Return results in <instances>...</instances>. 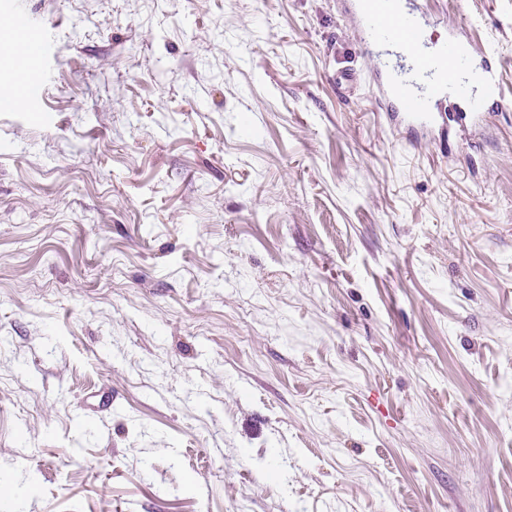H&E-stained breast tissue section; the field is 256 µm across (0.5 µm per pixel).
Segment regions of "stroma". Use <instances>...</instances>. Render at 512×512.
Listing matches in <instances>:
<instances>
[{
    "label": "stroma",
    "instance_id": "1",
    "mask_svg": "<svg viewBox=\"0 0 512 512\" xmlns=\"http://www.w3.org/2000/svg\"><path fill=\"white\" fill-rule=\"evenodd\" d=\"M405 3L504 82L440 141L355 0H0V512H512V0ZM12 23L17 33V45L28 63L26 70L40 65L47 54V42L43 33L36 35L24 14H15Z\"/></svg>",
    "mask_w": 512,
    "mask_h": 512
}]
</instances>
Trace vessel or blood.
<instances>
[{
    "label": "vessel or blood",
    "instance_id": "obj_1",
    "mask_svg": "<svg viewBox=\"0 0 512 512\" xmlns=\"http://www.w3.org/2000/svg\"><path fill=\"white\" fill-rule=\"evenodd\" d=\"M357 17V42L382 84L390 119L403 120L416 133H435L442 129L445 122L443 115L431 108L436 100L464 102L470 113L480 119L489 115L494 106L501 104L503 94L500 81L496 70L489 64L479 74L482 95H471L469 79L462 73L465 47L457 40H448L441 53L416 56L412 72L408 75L389 70L374 55L372 46L375 43H395L409 49L424 36L419 19L413 13L402 10L400 0H357ZM12 23L17 33V45L29 67L40 65L47 54L44 35L35 34L32 24L23 14L14 15ZM16 82L17 101L2 102L0 109L11 111L17 103L30 104L37 99L40 89L27 71L20 72Z\"/></svg>",
    "mask_w": 512,
    "mask_h": 512
}]
</instances>
